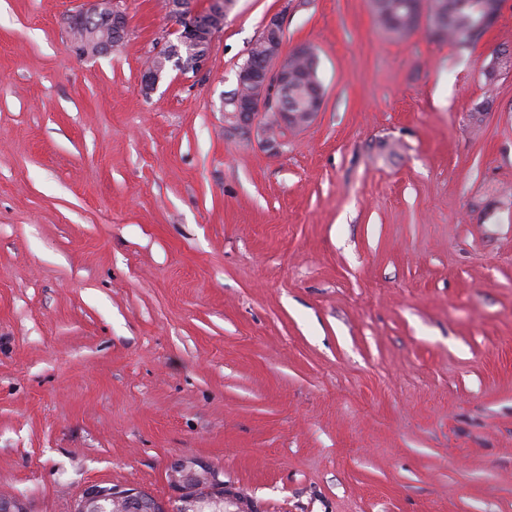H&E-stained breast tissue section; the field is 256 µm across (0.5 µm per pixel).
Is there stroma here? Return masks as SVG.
I'll return each instance as SVG.
<instances>
[{"instance_id":"35a3bbf8","label":"stroma","mask_w":512,"mask_h":512,"mask_svg":"<svg viewBox=\"0 0 512 512\" xmlns=\"http://www.w3.org/2000/svg\"><path fill=\"white\" fill-rule=\"evenodd\" d=\"M0 0V497L167 500L199 459L243 512H512V0L473 43L371 0H236L205 69L125 0ZM310 44L315 122L273 156L223 104L272 15ZM90 2L91 6L89 8V12L75 16V19L72 21L71 25L75 27L76 23L82 17L87 15L99 14L110 20L113 31V39L112 36L109 39L100 37L98 35L97 28L94 30H81V35H78V42L81 44L79 49L81 50V53L86 55H94L112 50V47H115L123 39L126 29V13L123 8L124 1L90 0ZM103 17H100L96 20L94 27L98 26L99 24H106V20ZM378 19L396 39L406 38L413 29L412 0H378Z\"/></svg>"}]
</instances>
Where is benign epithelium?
Masks as SVG:
<instances>
[{"label": "benign epithelium", "mask_w": 512, "mask_h": 512, "mask_svg": "<svg viewBox=\"0 0 512 512\" xmlns=\"http://www.w3.org/2000/svg\"><path fill=\"white\" fill-rule=\"evenodd\" d=\"M89 14H99L110 20L113 37L106 39L98 35V30H86L78 36L81 53L98 54L109 51L124 36L126 13L123 0H90ZM235 0H209L208 9L198 10L191 0H164L166 13L177 23L176 42L154 56L156 63H148L142 75V84L148 92L154 90L162 75L169 70H177L182 75L190 72L199 74L207 64V56L199 55L193 60H184L182 48L193 46L195 38L206 30L205 37L211 42L224 28V20L233 10ZM500 0H494L481 7V17L474 28L480 32L490 28L499 16ZM284 26L282 18L275 14L265 24L261 35L253 42L252 48L263 52L266 63L261 66H242L237 74L238 92L227 97L224 102L225 127L231 128L246 137H257L260 146L271 155H277L287 143V136L272 130L265 123V117L276 118L280 129L288 132L311 124L321 112L324 103V91L318 89L313 105L305 112H291L283 103L282 95L293 74L290 64L309 50L301 44L286 55L283 53ZM171 485L176 493L175 500H159L150 493L137 487L94 486L86 491L77 503L74 512H88L89 506L110 501L116 512H122L125 506L135 503L137 512H181L185 509L186 494L205 501L214 495H224L222 474L200 460H183L171 467Z\"/></svg>", "instance_id": "1"}]
</instances>
